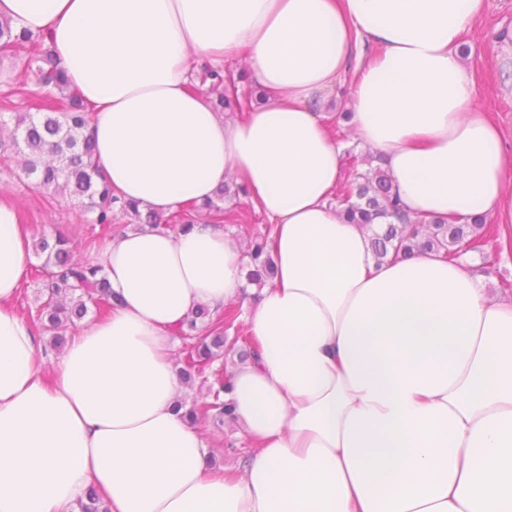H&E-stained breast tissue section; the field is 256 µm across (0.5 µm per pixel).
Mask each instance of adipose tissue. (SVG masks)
<instances>
[{
  "instance_id": "1",
  "label": "adipose tissue",
  "mask_w": 512,
  "mask_h": 512,
  "mask_svg": "<svg viewBox=\"0 0 512 512\" xmlns=\"http://www.w3.org/2000/svg\"><path fill=\"white\" fill-rule=\"evenodd\" d=\"M486 0H0L44 37L92 114L120 198L165 213L228 178L272 226L274 276L246 322L254 357L225 400L251 449L214 467L176 410L168 330L245 284L236 238L203 221L128 231L97 262L119 304L43 345L17 309L31 241L0 199V512H512V292L421 252L377 262L337 210L342 147L322 105L351 78L350 124L413 217L497 212L512 161L474 102L461 47ZM247 56L264 93L228 121L196 66Z\"/></svg>"
}]
</instances>
